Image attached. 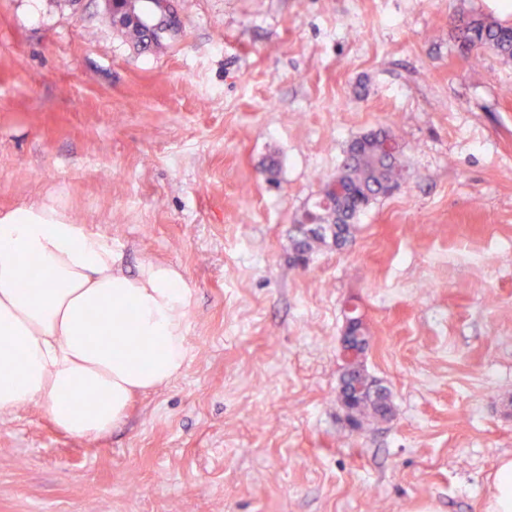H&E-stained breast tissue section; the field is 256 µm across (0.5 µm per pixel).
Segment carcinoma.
I'll list each match as a JSON object with an SVG mask.
<instances>
[{
  "instance_id": "obj_1",
  "label": "carcinoma",
  "mask_w": 512,
  "mask_h": 512,
  "mask_svg": "<svg viewBox=\"0 0 512 512\" xmlns=\"http://www.w3.org/2000/svg\"><path fill=\"white\" fill-rule=\"evenodd\" d=\"M121 7L128 21L115 27L137 49L160 50L165 46L164 35L177 34L181 28L168 30L155 17L156 10L150 0H121ZM457 29V48L474 58L491 54L503 62L512 61V26L487 17L471 16ZM388 129L371 131L348 147L337 166L338 177L349 188V195L341 207L319 211L320 223L314 226L294 225L292 249L295 260H308L327 241L341 246L352 242L354 221L361 211L378 198L390 194L406 177L405 161L379 155L374 142L390 136ZM43 270L37 262L28 266L27 274L20 283L24 291L43 287ZM387 388L371 393L356 409L357 420L363 424L383 417Z\"/></svg>"
}]
</instances>
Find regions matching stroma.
<instances>
[{
    "instance_id": "obj_1",
    "label": "stroma",
    "mask_w": 512,
    "mask_h": 512,
    "mask_svg": "<svg viewBox=\"0 0 512 512\" xmlns=\"http://www.w3.org/2000/svg\"><path fill=\"white\" fill-rule=\"evenodd\" d=\"M172 6L155 52L105 0H0V217L54 208L192 292L183 373L108 435L0 417V512H486L512 456V62L462 58L449 20L512 24V0ZM386 126L406 180L299 269L295 213ZM352 301L393 403L358 433ZM344 314L345 328L341 340L343 370L356 371L364 364L369 350V342L361 336V329L365 331V322L357 302L346 304ZM344 388V401L343 405L345 407L346 419L352 422V417H347V415L351 412L352 406H354L360 399L364 398L365 395L370 392L374 388V384L371 382L359 383L353 379H350Z\"/></svg>"
}]
</instances>
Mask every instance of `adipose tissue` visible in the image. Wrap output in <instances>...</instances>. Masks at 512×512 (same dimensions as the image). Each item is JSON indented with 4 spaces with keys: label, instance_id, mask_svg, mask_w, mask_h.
I'll return each instance as SVG.
<instances>
[{
    "label": "adipose tissue",
    "instance_id": "obj_1",
    "mask_svg": "<svg viewBox=\"0 0 512 512\" xmlns=\"http://www.w3.org/2000/svg\"><path fill=\"white\" fill-rule=\"evenodd\" d=\"M45 274L36 293L19 288L30 258ZM191 292L172 266L131 275L109 242L54 209L0 218V415L42 404L60 432L97 439L124 418L131 397L185 368ZM99 317L89 341L85 316ZM92 389L94 405L76 392Z\"/></svg>",
    "mask_w": 512,
    "mask_h": 512
}]
</instances>
